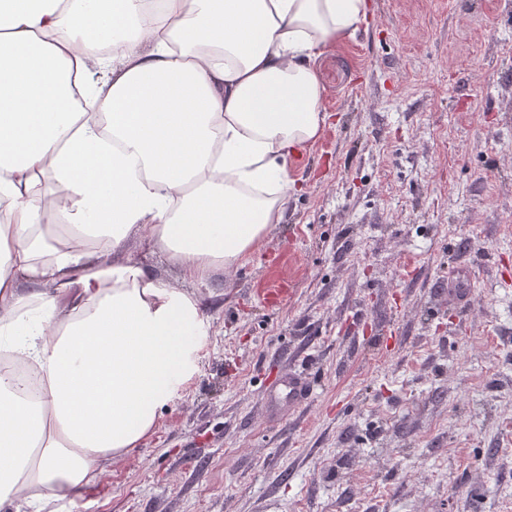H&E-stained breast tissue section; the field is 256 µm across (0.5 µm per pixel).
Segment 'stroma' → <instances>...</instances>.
I'll return each mask as SVG.
<instances>
[{
    "label": "stroma",
    "mask_w": 512,
    "mask_h": 512,
    "mask_svg": "<svg viewBox=\"0 0 512 512\" xmlns=\"http://www.w3.org/2000/svg\"><path fill=\"white\" fill-rule=\"evenodd\" d=\"M369 2L284 222L197 291L200 373L63 512H512V0ZM312 387L301 374L288 373L267 396L269 414L281 418L286 411L292 413L306 404L311 396Z\"/></svg>",
    "instance_id": "1"
}]
</instances>
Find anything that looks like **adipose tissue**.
<instances>
[{
    "label": "adipose tissue",
    "mask_w": 512,
    "mask_h": 512,
    "mask_svg": "<svg viewBox=\"0 0 512 512\" xmlns=\"http://www.w3.org/2000/svg\"><path fill=\"white\" fill-rule=\"evenodd\" d=\"M368 14L367 0H0V512H60L199 373L195 289L283 223L292 162L328 119L317 61ZM132 239L183 287L121 258Z\"/></svg>",
    "instance_id": "obj_1"
}]
</instances>
